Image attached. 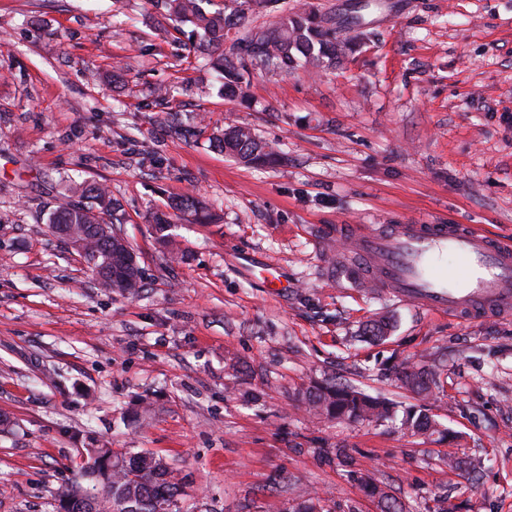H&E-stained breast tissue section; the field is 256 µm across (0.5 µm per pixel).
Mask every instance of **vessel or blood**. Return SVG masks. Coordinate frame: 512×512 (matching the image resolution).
<instances>
[{
  "label": "vessel or blood",
  "mask_w": 512,
  "mask_h": 512,
  "mask_svg": "<svg viewBox=\"0 0 512 512\" xmlns=\"http://www.w3.org/2000/svg\"><path fill=\"white\" fill-rule=\"evenodd\" d=\"M345 251L383 296L464 319L512 315V240L467 224H364ZM449 256L458 271L431 273Z\"/></svg>",
  "instance_id": "b4317fda"
}]
</instances>
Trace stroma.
<instances>
[{
	"instance_id": "stroma-1",
	"label": "stroma",
	"mask_w": 512,
	"mask_h": 512,
	"mask_svg": "<svg viewBox=\"0 0 512 512\" xmlns=\"http://www.w3.org/2000/svg\"><path fill=\"white\" fill-rule=\"evenodd\" d=\"M302 1L340 23L360 9L367 39L316 74L253 71L247 108L199 94L211 73L149 0H0V512H57L104 444L163 457L190 512H512V319L439 317L324 257L340 224L512 238V0ZM160 85L181 129L158 121ZM231 120L284 163L211 148ZM66 175L121 203L137 296L50 232ZM186 191L222 221H174L173 262L151 216ZM382 315L392 331L363 335ZM412 366L438 372L427 399L400 385ZM318 383L424 406L442 431L306 411Z\"/></svg>"
}]
</instances>
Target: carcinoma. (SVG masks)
<instances>
[{
  "instance_id": "cac0c4a2",
  "label": "carcinoma",
  "mask_w": 512,
  "mask_h": 512,
  "mask_svg": "<svg viewBox=\"0 0 512 512\" xmlns=\"http://www.w3.org/2000/svg\"><path fill=\"white\" fill-rule=\"evenodd\" d=\"M173 27L187 36L193 50L216 77L217 94L235 101L245 94L251 72L260 69L288 75L300 68L319 70L336 64L340 51L351 50L363 37L340 39L336 20L311 8H288L284 0H249L254 9L266 12L271 21L262 27L245 26L242 10L226 13L211 9L214 0H150ZM240 36L230 49L224 43L231 31ZM213 148L249 166H265L279 161L282 153L263 140L248 125L230 123L212 141ZM72 200L53 211L47 224L59 240L71 232L97 258L92 272L103 288L128 296L139 293L143 270L128 242L115 238L114 225L122 223L121 204L98 182L66 184ZM169 211L152 216L156 238L168 243L166 231L172 219L194 217L200 224H215L218 216L189 192L170 197ZM402 382L413 392L425 395L436 384L435 373L404 369ZM308 408L320 415L349 421H388L395 416V405L371 397L349 385L317 387L305 398ZM402 426L414 436H430L438 423L428 415L406 412ZM183 481L160 457L150 453L117 452L92 448L78 477L61 493L59 502L68 501L67 512H183Z\"/></svg>"
}]
</instances>
